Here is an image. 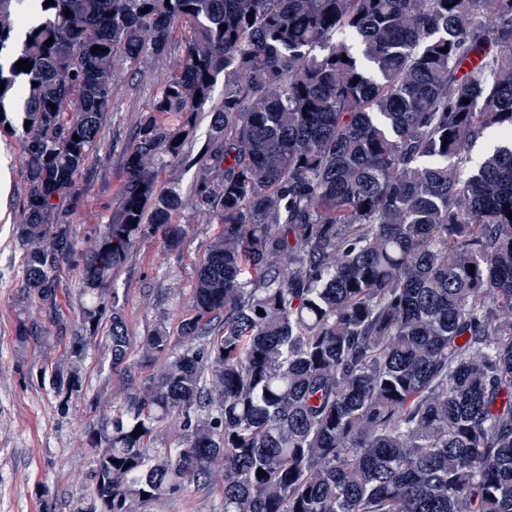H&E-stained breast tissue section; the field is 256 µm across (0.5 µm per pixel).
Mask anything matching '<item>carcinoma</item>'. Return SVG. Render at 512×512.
I'll list each match as a JSON object with an SVG mask.
<instances>
[{"instance_id":"1","label":"carcinoma","mask_w":512,"mask_h":512,"mask_svg":"<svg viewBox=\"0 0 512 512\" xmlns=\"http://www.w3.org/2000/svg\"><path fill=\"white\" fill-rule=\"evenodd\" d=\"M23 2L0 0V51L17 43L0 115L17 92L31 121L25 288L58 307L72 263L89 297L53 388L65 404L81 392L104 323L112 368L135 346L163 361L143 383L125 373L122 411L87 434L81 512L203 489L218 462L220 512H512V0H40L36 23ZM182 21L119 207L81 252L61 197L94 158L112 83L164 59ZM491 129L506 145L473 161ZM164 159L198 167L195 206L223 231L178 334L138 337L101 295L140 236L183 247ZM171 423L178 446L153 453Z\"/></svg>"}]
</instances>
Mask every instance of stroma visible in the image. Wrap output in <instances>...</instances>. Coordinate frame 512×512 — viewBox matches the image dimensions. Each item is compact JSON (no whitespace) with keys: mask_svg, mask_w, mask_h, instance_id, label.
<instances>
[{"mask_svg":"<svg viewBox=\"0 0 512 512\" xmlns=\"http://www.w3.org/2000/svg\"><path fill=\"white\" fill-rule=\"evenodd\" d=\"M168 66L153 59L134 64L116 85V107L104 124L96 159L66 192L79 250H91L104 224L117 209L126 179L123 154L141 116L162 90ZM196 168L170 163L160 168L158 183L180 190L187 205L176 215L185 228L182 250H165L160 236H143L113 270L108 282L128 327L139 336L158 321L177 332L191 313L198 263L223 227L198 220L188 202ZM24 171L17 137L0 132V512H78L80 492L90 488L95 458L88 432L100 429L127 393L124 372L113 369L107 328H100L81 364L82 391L60 404L44 366L67 362L68 343L82 317L83 282L79 270L60 272L59 298L65 313L27 295L23 279L24 247L15 234L22 206ZM224 475L215 469L207 488L144 503L139 512H218Z\"/></svg>","mask_w":512,"mask_h":512,"instance_id":"obj_1","label":"stroma"}]
</instances>
